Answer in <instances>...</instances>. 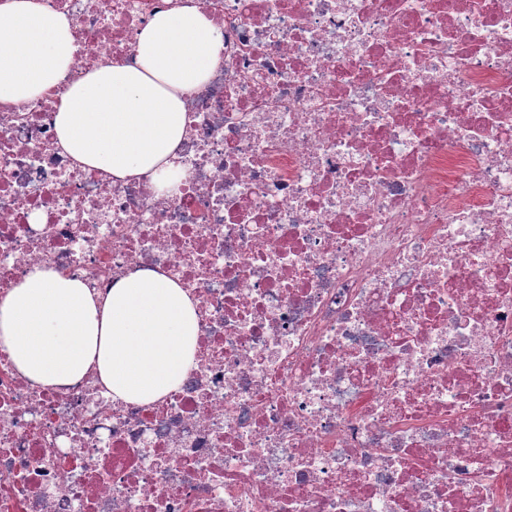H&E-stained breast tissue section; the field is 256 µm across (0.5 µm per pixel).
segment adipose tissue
Listing matches in <instances>:
<instances>
[{"label":"adipose tissue","instance_id":"1","mask_svg":"<svg viewBox=\"0 0 512 512\" xmlns=\"http://www.w3.org/2000/svg\"><path fill=\"white\" fill-rule=\"evenodd\" d=\"M224 38L194 4L161 11L140 32L136 62H112L74 81L56 116L59 146L78 163L123 180L180 177L182 96L205 82ZM72 21L43 0H0V102L37 97L67 75ZM196 303L153 271L107 295L51 267L35 269L0 300V343L16 369L49 387L97 372L108 396L148 404L175 389L194 358Z\"/></svg>","mask_w":512,"mask_h":512}]
</instances>
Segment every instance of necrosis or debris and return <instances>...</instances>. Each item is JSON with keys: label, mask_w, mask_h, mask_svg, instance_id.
I'll list each match as a JSON object with an SVG mask.
<instances>
[{"label": "necrosis or debris", "mask_w": 512, "mask_h": 512, "mask_svg": "<svg viewBox=\"0 0 512 512\" xmlns=\"http://www.w3.org/2000/svg\"><path fill=\"white\" fill-rule=\"evenodd\" d=\"M44 2L76 51L0 103V299L154 271L199 332L148 405L0 345V512H512V0H197L224 49L164 193L55 118L166 0Z\"/></svg>", "instance_id": "1"}]
</instances>
